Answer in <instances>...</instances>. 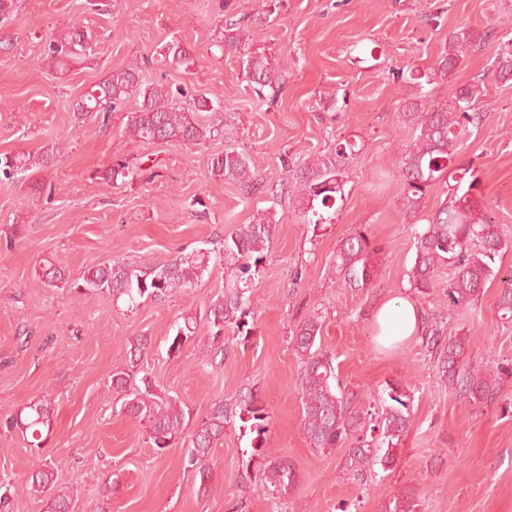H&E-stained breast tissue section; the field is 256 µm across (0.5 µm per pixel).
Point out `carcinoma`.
I'll list each match as a JSON object with an SVG mask.
<instances>
[{"mask_svg":"<svg viewBox=\"0 0 512 512\" xmlns=\"http://www.w3.org/2000/svg\"><path fill=\"white\" fill-rule=\"evenodd\" d=\"M470 39L471 35L462 30L448 39V54L440 61L443 71L455 69ZM218 48L241 59L243 73L254 85L256 93L260 94L266 88L273 94L279 91L281 62L248 47L240 24L231 23L223 30ZM88 49L87 31L75 24L49 41L46 56L49 61L61 65L77 59ZM165 49L163 59L170 64L186 70L195 64L194 58L179 42L173 41ZM483 95L484 88L476 81L457 90L449 108L428 110L412 98L402 109V120L413 131V143L402 165L406 185L404 209L411 223L419 222L433 184L442 179L454 182L450 200L440 205L423 230L415 233L410 285L420 293L426 292L435 286L438 268L446 262L451 264L453 273L448 277V304L456 309L471 306L483 293L486 283L498 276L495 258L506 246L500 225L480 204L478 179L464 181V175L469 173L467 168L459 178L448 169L456 157L460 136L482 121V113L476 111L475 104ZM132 96L142 98L138 109L128 116L123 131L124 136L133 140L198 142L217 131L216 126L205 122L203 117L204 112L215 109V106L208 105L204 98L188 106L175 104L171 88L142 83L136 66L112 71L83 95L75 105V112L81 117L98 113L106 115ZM353 152L355 145L346 142L333 153L314 157L291 174L293 190L311 204L318 202L324 208H331L329 202L336 201V195L342 193V169ZM53 157L51 152L0 154V175L10 179L40 171L52 164ZM140 169L142 166L137 162L118 161L106 173V178L124 181ZM209 175L216 184L227 182L248 188L259 177V170L251 157L235 149H226L224 154L211 160ZM276 224V216L263 210L256 214L253 223L243 224L224 235L221 248L214 253L201 249L144 270L123 261H110L89 268L82 287L90 293L108 291L114 300L123 299L133 305L145 296L160 299L177 289L197 285L213 260L235 266L236 281L231 290L210 305L207 315L208 342L201 365L211 366L213 360L224 354V325L233 324L237 333L246 338L250 336L249 293L259 277V263L271 244ZM375 252L374 241L365 229L359 228L338 246L333 273L351 284L365 285L377 276V270L371 265ZM42 270L43 278L50 286L66 281L62 269L48 259L43 262ZM503 283L497 300L498 314L512 321V274ZM196 328L193 319H183V324L177 325L168 351L181 353L185 342L195 336ZM320 331L318 317L312 316L296 333V350L305 363L301 376V425L312 447L332 449L340 447L345 439L362 428V416L349 407L350 400L337 390L332 357H320L313 350ZM421 342L435 354L441 377L448 386L474 401L496 400L503 380L512 379V359L495 362L491 374L460 372L459 362L466 352V343L461 336H447L446 317L442 313L425 315V333ZM112 386L125 393L126 414L146 434L157 453L176 447L185 449L184 462L198 470L202 482L210 478L204 461L234 420L249 428L260 442L267 430L269 414L250 390L231 403L212 402L205 417L194 424L179 401L156 393L145 376L136 383L130 371L119 370L112 373ZM386 393L389 403L382 407L379 419L369 427L374 435L358 437V445L350 449L349 467L359 474L366 466L385 468L393 463V449L410 426L411 392L401 384L389 383ZM52 416V401L42 396L21 408L18 414L6 418L5 426L21 430L29 447L40 450L44 432L50 430ZM296 478L290 466L275 460L264 462L262 480L267 488L286 490ZM55 482L53 463L40 457L26 487L34 493L48 494L45 512H73L74 492L55 489Z\"/></svg>","mask_w":512,"mask_h":512,"instance_id":"cac0c4a2","label":"carcinoma"}]
</instances>
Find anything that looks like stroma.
Here are the masks:
<instances>
[{"label":"stroma","mask_w":512,"mask_h":512,"mask_svg":"<svg viewBox=\"0 0 512 512\" xmlns=\"http://www.w3.org/2000/svg\"><path fill=\"white\" fill-rule=\"evenodd\" d=\"M93 0H18L0 25V153L54 152L51 167L0 179V512H43L25 488L34 456L4 419L40 396L54 405L43 454L56 484L74 492V512H388L402 499L418 512H512V394L476 403L444 382L433 353L419 340L393 350L374 341L373 314L386 299L405 296L423 311L448 314V333L464 337V371L512 358V322L501 320L502 275L512 272V247L496 259L500 277L487 282L467 310L452 309L442 265L428 293L411 288L414 227L403 207L402 160L413 140L402 108L420 98L427 109L449 106L456 90L482 81L479 127L458 142L455 163L471 168L479 198L512 239V79H500L496 57L512 29V0H116L111 11ZM244 23L248 42L281 61L277 95L257 96L240 60L217 41L226 24ZM92 35L90 55L57 67L47 41L72 25ZM472 37L454 72L439 61L459 29ZM195 60L190 69L162 62L171 40ZM138 66L145 83L180 88L179 104L206 97L235 119L233 138L197 144L135 143L122 134L135 101L107 120L78 122L77 101L112 72ZM355 143L344 168L343 197L332 223L313 228L307 205L289 193V172L310 157ZM232 147L260 170L252 188L216 185L212 157ZM141 158V176L105 180L118 160ZM273 209L279 222L259 265L251 295L249 338L224 330V354L198 362L206 313L233 274L211 267L194 288L135 307L106 292L74 285L85 269L111 260L143 267L191 253L205 242ZM366 229L378 251L373 283L350 286L332 275L343 238ZM53 260L71 280L62 288L42 279ZM319 316L316 341L332 356L342 391L359 411H378L387 384L413 395L411 426L390 468L353 475L346 465L355 438L343 447H312L301 426L303 360L292 338L305 318ZM199 323L180 354L168 345L178 321ZM151 345L129 363L136 337ZM133 368L159 392L178 399L198 422L210 404L253 389L269 413L255 455L251 434L229 427L206 466L201 485L182 451L157 454L121 411L114 372ZM287 462L297 479L288 489L261 483L263 457Z\"/></svg>","instance_id":"35a3bbf8"}]
</instances>
